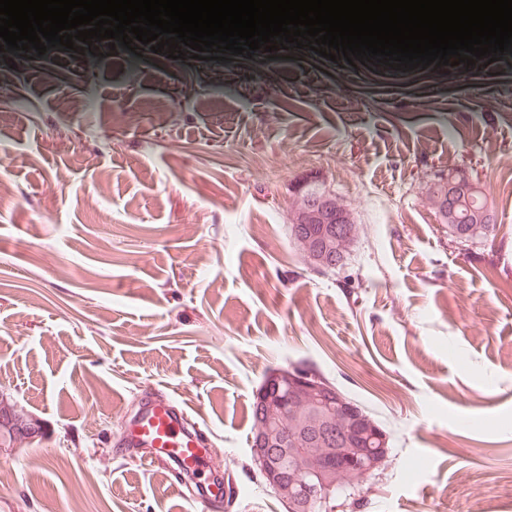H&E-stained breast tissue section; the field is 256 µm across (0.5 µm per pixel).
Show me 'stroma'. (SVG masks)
I'll list each match as a JSON object with an SVG mask.
<instances>
[{"instance_id": "35a3bbf8", "label": "stroma", "mask_w": 512, "mask_h": 512, "mask_svg": "<svg viewBox=\"0 0 512 512\" xmlns=\"http://www.w3.org/2000/svg\"><path fill=\"white\" fill-rule=\"evenodd\" d=\"M1 157L0 395L40 432L0 447V512H203L120 445L157 391L216 450L219 512H286L251 465L250 405L300 362L390 437L347 512H512V54L403 71L55 47L0 95ZM456 166L496 237L441 223ZM312 191L357 228L342 270L289 236Z\"/></svg>"}]
</instances>
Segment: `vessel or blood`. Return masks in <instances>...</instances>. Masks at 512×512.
<instances>
[{"label": "vessel or blood", "mask_w": 512, "mask_h": 512, "mask_svg": "<svg viewBox=\"0 0 512 512\" xmlns=\"http://www.w3.org/2000/svg\"><path fill=\"white\" fill-rule=\"evenodd\" d=\"M198 428L187 415L176 412L163 396L148 397L137 413L125 421L124 447L140 450L145 462L177 466L199 478L213 463L200 451Z\"/></svg>", "instance_id": "vessel-or-blood-1"}]
</instances>
